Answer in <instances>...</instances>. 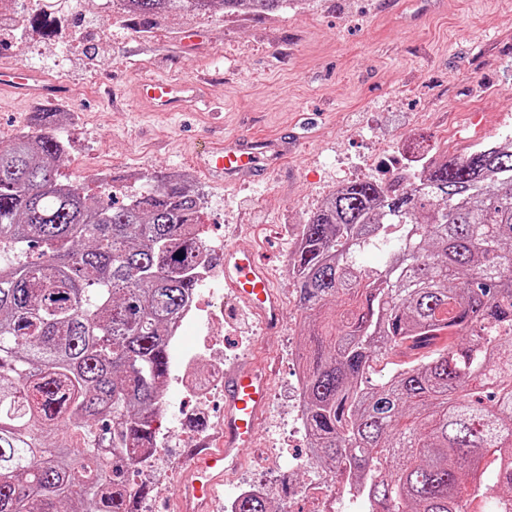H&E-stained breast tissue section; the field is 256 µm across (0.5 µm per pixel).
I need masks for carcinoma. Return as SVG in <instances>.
Wrapping results in <instances>:
<instances>
[{"instance_id":"1","label":"carcinoma","mask_w":512,"mask_h":512,"mask_svg":"<svg viewBox=\"0 0 512 512\" xmlns=\"http://www.w3.org/2000/svg\"><path fill=\"white\" fill-rule=\"evenodd\" d=\"M162 16L286 0H127ZM55 115L0 145V512H129L157 433L165 336L213 261L181 176L93 199L63 183ZM384 254L378 267L362 255ZM288 276L314 461L371 512H512V137L383 184L353 181L300 226ZM455 341L367 375L403 347ZM115 433L112 458L95 439ZM235 512L271 510L245 496Z\"/></svg>"}]
</instances>
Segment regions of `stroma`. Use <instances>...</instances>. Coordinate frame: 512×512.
Listing matches in <instances>:
<instances>
[{
    "label": "stroma",
    "mask_w": 512,
    "mask_h": 512,
    "mask_svg": "<svg viewBox=\"0 0 512 512\" xmlns=\"http://www.w3.org/2000/svg\"><path fill=\"white\" fill-rule=\"evenodd\" d=\"M99 3L53 13L46 32L35 25L42 10L32 0L21 28L0 31V61L70 85L78 123L57 129L69 140L67 180L93 197L102 173L119 182L186 174L203 197L206 241L257 249L274 266L286 311L279 334L265 335L250 311L224 298L225 367L260 356L273 377L256 446L214 512L258 469L272 501L312 512V503L288 496L289 484L318 476L288 469L291 456L308 451L288 429L294 353L308 334L288 276L293 234L337 186L389 180L407 154L454 155L512 137V0H288L271 14L184 13L146 29L118 7L103 23ZM188 30L201 34L198 44H186ZM160 75L203 78L223 127L202 111L167 117L136 103V80ZM44 108L1 95L0 142L26 131ZM233 136L293 145L261 180L214 184L196 158Z\"/></svg>",
    "instance_id": "35a3bbf8"
}]
</instances>
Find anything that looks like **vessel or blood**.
<instances>
[{
	"mask_svg": "<svg viewBox=\"0 0 512 512\" xmlns=\"http://www.w3.org/2000/svg\"><path fill=\"white\" fill-rule=\"evenodd\" d=\"M4 91L21 99L53 101L66 97L68 87L58 81L37 82L30 70L0 64V93ZM135 94L150 111L165 115L194 106L202 100L203 89L190 78H149L136 84ZM200 165L219 181H255L265 172L258 143L237 137L202 158ZM220 265L225 287L259 318L266 334L276 333L283 324L284 309L267 267L254 252L232 244L225 245ZM270 387L267 366L254 360L225 373L224 435L218 447L187 449V471L179 490L182 512H213L212 501L218 487L255 445V426L268 408Z\"/></svg>",
	"mask_w": 512,
	"mask_h": 512,
	"instance_id": "obj_1",
	"label": "vessel or blood"
}]
</instances>
